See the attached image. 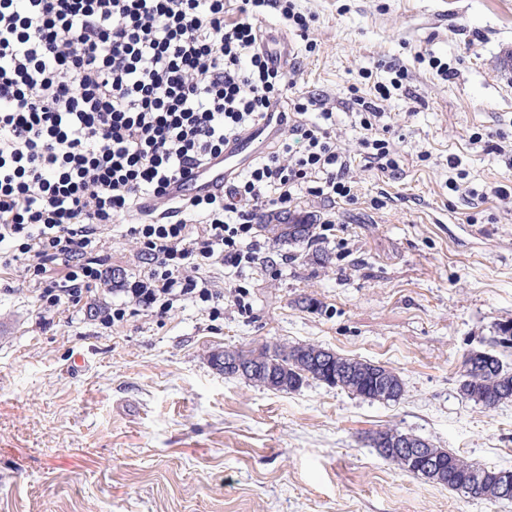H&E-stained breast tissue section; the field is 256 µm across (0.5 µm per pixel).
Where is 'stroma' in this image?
I'll return each instance as SVG.
<instances>
[{"label":"stroma","mask_w":512,"mask_h":512,"mask_svg":"<svg viewBox=\"0 0 512 512\" xmlns=\"http://www.w3.org/2000/svg\"><path fill=\"white\" fill-rule=\"evenodd\" d=\"M292 3L308 34L274 7L256 24L285 60L289 99L331 100L343 147L363 135L352 91L376 98L405 71L379 104L398 169L357 171L353 203L297 200L293 212L335 218V237L271 242L265 267L242 274L209 267L214 287L246 292V313L186 301L107 327L98 311L120 294L46 313L20 269H0V512H512L366 442L393 425L512 468V403L488 412L459 390L469 351L512 365L497 329L512 320V151L495 149L512 144V0ZM101 253L116 274L140 270L120 232ZM266 341L387 365L406 395L380 403L315 380L272 392L209 363Z\"/></svg>","instance_id":"obj_1"}]
</instances>
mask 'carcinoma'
Segmentation results:
<instances>
[{
	"label": "carcinoma",
	"instance_id": "1",
	"mask_svg": "<svg viewBox=\"0 0 512 512\" xmlns=\"http://www.w3.org/2000/svg\"><path fill=\"white\" fill-rule=\"evenodd\" d=\"M276 240L290 245L302 244L312 237L314 225L305 224L300 230L288 231L286 224H264ZM252 372L245 380L270 391H296L312 379L336 387L354 396L371 401L388 393L387 401L397 402L406 393V386L394 369L379 363L351 358L316 344L286 345L278 343L275 350L268 344L239 349ZM471 364L461 375L460 392L484 410L490 412L503 404L512 403V370L496 356L475 351ZM425 449V458L412 460L409 448ZM369 447L398 469L434 483L460 490L475 499L504 502L502 474L504 469L481 467L448 451L432 448L425 439L397 428H385L373 433Z\"/></svg>",
	"mask_w": 512,
	"mask_h": 512
}]
</instances>
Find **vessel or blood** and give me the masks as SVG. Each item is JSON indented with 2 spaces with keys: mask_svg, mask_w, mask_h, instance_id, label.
<instances>
[{
  "mask_svg": "<svg viewBox=\"0 0 512 512\" xmlns=\"http://www.w3.org/2000/svg\"><path fill=\"white\" fill-rule=\"evenodd\" d=\"M279 133L278 118L274 113L263 115L248 130L230 138L224 144V154L202 168L186 173L170 187L172 196L187 198L195 194L217 192L248 166L261 147L274 141Z\"/></svg>",
  "mask_w": 512,
  "mask_h": 512,
  "instance_id": "vessel-or-blood-1",
  "label": "vessel or blood"
}]
</instances>
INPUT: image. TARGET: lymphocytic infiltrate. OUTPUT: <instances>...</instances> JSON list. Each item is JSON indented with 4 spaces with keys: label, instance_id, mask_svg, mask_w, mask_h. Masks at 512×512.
<instances>
[{
    "label": "lymphocytic infiltrate",
    "instance_id": "f902f5d3",
    "mask_svg": "<svg viewBox=\"0 0 512 512\" xmlns=\"http://www.w3.org/2000/svg\"><path fill=\"white\" fill-rule=\"evenodd\" d=\"M273 1L307 32L289 0H239L233 22L225 0H0V267L22 264L44 309L93 302L107 284L127 298L104 310L107 324L134 305L159 317L183 301L249 310L245 293L213 288L205 267L263 265L257 224L298 198L356 201L333 111L312 97L282 113L277 149L224 192L169 193L286 98L291 82L254 24ZM354 102L367 168L396 170L377 103ZM312 108L321 123L300 122ZM145 200L179 220L144 219ZM122 220L143 263L131 281L112 279L98 253Z\"/></svg>",
    "mask_w": 512,
    "mask_h": 512
}]
</instances>
